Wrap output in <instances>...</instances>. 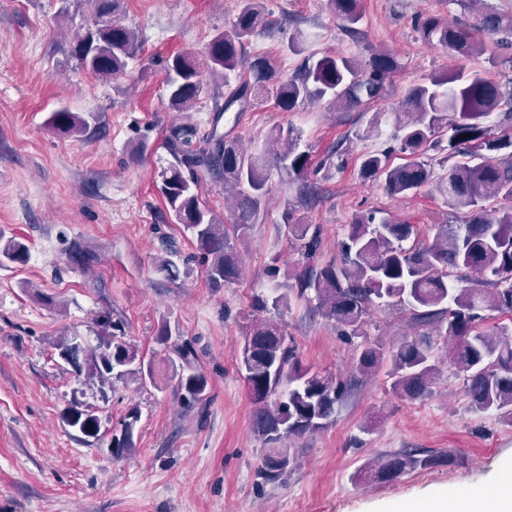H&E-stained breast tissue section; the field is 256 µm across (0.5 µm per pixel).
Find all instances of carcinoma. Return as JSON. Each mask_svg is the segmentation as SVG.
<instances>
[{"mask_svg":"<svg viewBox=\"0 0 512 512\" xmlns=\"http://www.w3.org/2000/svg\"><path fill=\"white\" fill-rule=\"evenodd\" d=\"M89 19L86 31L76 36L72 55L91 75L113 79L124 74L137 49V36L118 15L119 0H85ZM470 9L476 3L477 26L493 43V53L512 60V15L497 11L485 0H457ZM333 14L348 33L361 18V0H328ZM266 25L257 0L245 4L230 28L216 34L202 53L182 51L167 62L169 107L187 115L219 80L229 83L239 73L243 49L258 28ZM424 36L462 59L482 54L487 47L471 31L436 17L417 20ZM398 69L389 50L376 51L362 64L350 57L324 55L304 64L289 78L280 76L276 62L266 55L250 58L249 79L233 89L224 106L216 107L209 131L203 133L187 119L169 126L164 147L170 160L161 170V191L175 221L192 234L196 258L212 288L232 285L242 273L239 241L259 216L266 197L270 163L267 154L248 153L224 140L219 130L224 112L233 106L243 112L255 99L273 101L282 111L330 97L344 108L366 106L381 100L387 79ZM400 132V151L409 156L390 166L384 153L365 154L360 164L367 180H384L391 196L406 195L434 177L428 151L442 148L448 135V158L455 162L441 178L439 190L448 203L465 211L462 224H441L431 238L421 236L413 224L391 215L357 216L341 242L339 263L306 268L295 284L272 296V307L303 302L343 336H357L366 319L383 305L409 308L417 332L404 337L388 355L371 345L358 353L355 370L371 377L384 363L392 392L418 400L431 394L438 372L434 338L448 344V358L462 379L463 395L475 411L496 413L512 420V329L491 334L479 330L481 312H512V90L476 71L460 66L446 74H431L409 87L393 108ZM504 113L502 127L492 129L482 119ZM455 119L448 120V114ZM50 126L68 136H79L87 121L75 112L59 109ZM282 149L275 163L298 178L311 169L309 152L299 149L293 129L277 133ZM508 153H503V150ZM224 181V192L234 199L233 222L222 224L201 206L203 178ZM303 242L304 257L315 250L316 238H307L308 224L290 225ZM28 250L14 239L0 247V259L26 260ZM96 344L78 345L75 337H60L56 347L72 367L75 377L96 378L103 385L116 381L146 384L151 366L125 338L124 325L105 312L95 321ZM163 326L158 344L180 361L177 391L183 408L206 404L208 379L190 340L170 343ZM240 371L252 404L250 429L266 445L258 476L275 482L287 470L291 449L287 444L331 426L349 390L340 376L312 373L302 367L295 346L285 343L278 323L254 324L244 338ZM134 405L112 428V457L121 458L135 448L131 426L140 422ZM65 423L88 438H97L101 419L91 407L69 408ZM452 461L424 450L384 454L361 467L358 477L385 483L408 471Z\"/></svg>","mask_w":512,"mask_h":512,"instance_id":"obj_1","label":"carcinoma"}]
</instances>
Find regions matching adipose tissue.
Masks as SVG:
<instances>
[{"label": "adipose tissue", "instance_id": "obj_1", "mask_svg": "<svg viewBox=\"0 0 512 512\" xmlns=\"http://www.w3.org/2000/svg\"><path fill=\"white\" fill-rule=\"evenodd\" d=\"M453 503V512H512V471L501 470L484 488L475 492H458L454 496L436 494L401 505L399 512H446V503Z\"/></svg>", "mask_w": 512, "mask_h": 512}]
</instances>
